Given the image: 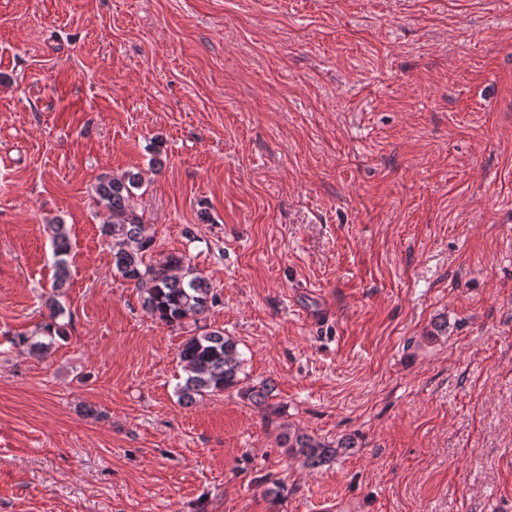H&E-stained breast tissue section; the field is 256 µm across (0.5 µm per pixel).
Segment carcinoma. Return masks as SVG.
<instances>
[{"label": "carcinoma", "instance_id": "obj_1", "mask_svg": "<svg viewBox=\"0 0 512 512\" xmlns=\"http://www.w3.org/2000/svg\"><path fill=\"white\" fill-rule=\"evenodd\" d=\"M141 187L142 178L134 172L121 177L105 175L99 178L96 195L106 214L101 234L108 241L115 271L142 291L144 307L151 318L166 326L182 327L187 320L196 321L206 314L217 302V294L205 277L185 265L182 256L167 254L153 262L145 261L155 240L150 225L134 205L136 190ZM50 228L56 256L54 287L61 288L70 275L65 259L70 252V241L65 225L53 223ZM64 314L63 306L51 301L49 321L42 325L40 334H19L14 343L36 354L48 353L55 337L65 334V325L58 322ZM179 358L186 372L184 383L178 387L180 403L188 406L199 396L234 389L243 401L262 411L265 418L276 413L269 403L273 397V383L269 380L259 384L244 382L241 378L244 359L237 342L224 335V331L218 329L187 336ZM279 439L281 447L291 454L305 456L313 465L354 447L349 438L332 445L289 428L283 429Z\"/></svg>", "mask_w": 512, "mask_h": 512}]
</instances>
